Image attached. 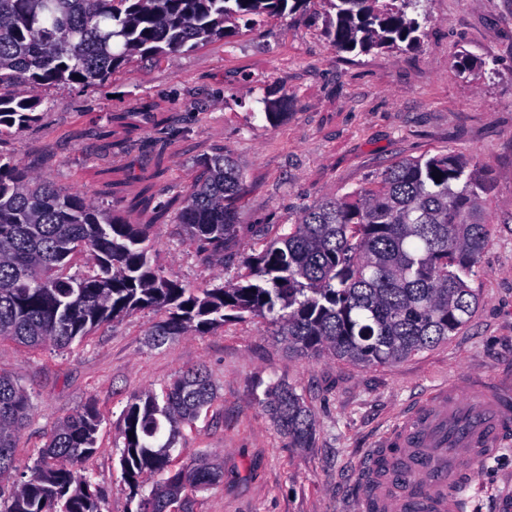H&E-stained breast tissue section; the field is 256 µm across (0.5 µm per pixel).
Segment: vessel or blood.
Returning a JSON list of instances; mask_svg holds the SVG:
<instances>
[{"label":"vessel or blood","instance_id":"vessel-or-blood-1","mask_svg":"<svg viewBox=\"0 0 512 512\" xmlns=\"http://www.w3.org/2000/svg\"><path fill=\"white\" fill-rule=\"evenodd\" d=\"M511 435L512 386L469 393L449 384L372 449L356 512H461L458 491L472 484V463L496 456Z\"/></svg>","mask_w":512,"mask_h":512}]
</instances>
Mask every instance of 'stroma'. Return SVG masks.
I'll return each instance as SVG.
<instances>
[{"instance_id": "1", "label": "stroma", "mask_w": 512, "mask_h": 512, "mask_svg": "<svg viewBox=\"0 0 512 512\" xmlns=\"http://www.w3.org/2000/svg\"><path fill=\"white\" fill-rule=\"evenodd\" d=\"M307 10L237 27L227 37L154 61L134 58L97 85L39 86V120L0 136V154L40 178L86 195L99 209L151 227V263L193 287L232 280L252 227L295 223L303 206L341 197L390 162L452 151L484 163L492 181L486 207L489 243L469 285L480 296L468 327L411 359L361 367L288 352L268 320L226 322L153 346L162 312L142 310L96 328L68 349L0 340V371L30 394L14 470L0 480V501L26 479L52 429L84 405L103 417L96 452L77 473L104 495L103 512H136L138 500L119 465L122 412L141 391L162 389L183 372L206 368L216 397L184 425L175 467L209 457L224 475L186 492L171 512H356L366 490L362 466L413 404L466 374L512 379V0H428L426 36L416 46L367 54L337 51ZM495 61L496 74L453 67L462 54ZM281 111L268 122L265 104ZM133 112L134 130L112 122ZM173 118L172 130L158 125ZM127 143L114 153L112 141ZM231 153L244 172L235 203L237 236L223 262L189 241L177 208L165 218L126 202L143 190L139 173L163 167L155 204L185 194L200 159ZM134 172L119 192L114 170ZM278 380L302 394L316 420L312 447L294 448L260 401ZM473 486L460 491L464 512H512V440L474 463Z\"/></svg>"}]
</instances>
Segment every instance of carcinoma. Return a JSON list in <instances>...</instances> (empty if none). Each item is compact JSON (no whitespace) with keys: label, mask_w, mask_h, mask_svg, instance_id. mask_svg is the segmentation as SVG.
I'll use <instances>...</instances> for the list:
<instances>
[{"label":"carcinoma","mask_w":512,"mask_h":512,"mask_svg":"<svg viewBox=\"0 0 512 512\" xmlns=\"http://www.w3.org/2000/svg\"><path fill=\"white\" fill-rule=\"evenodd\" d=\"M309 0H0V133L36 120L43 85L101 82L135 55L161 59L226 34L227 24L256 23ZM326 34L345 52L398 49L425 36L427 0H324ZM488 62L463 57L467 78ZM180 223L197 249L224 261L235 237L233 203L244 175L229 153L200 161ZM440 181H435V177ZM483 165L440 152L391 163L368 186L304 208L286 231L242 260L236 280L189 288L154 268L150 225L103 213L82 194L64 193L0 155V337L27 347L68 348L96 327L145 308L164 311L151 333L164 343L229 320L269 319L288 349L363 366L406 360L464 328L480 298L468 284L488 243ZM88 250L95 268L68 273ZM215 398L209 374L190 369L158 395L144 390L123 412L122 476L136 491L158 481L140 504L169 512L187 490L219 479L206 457L178 470L171 450L181 426ZM262 406L295 448L313 445L315 419L286 382L269 384ZM32 409L29 394L0 372V478L11 474L17 435ZM101 423L87 406L54 427L3 512H103V496L70 465L91 457ZM134 436H129V433Z\"/></svg>","instance_id":"cac0c4a2"}]
</instances>
